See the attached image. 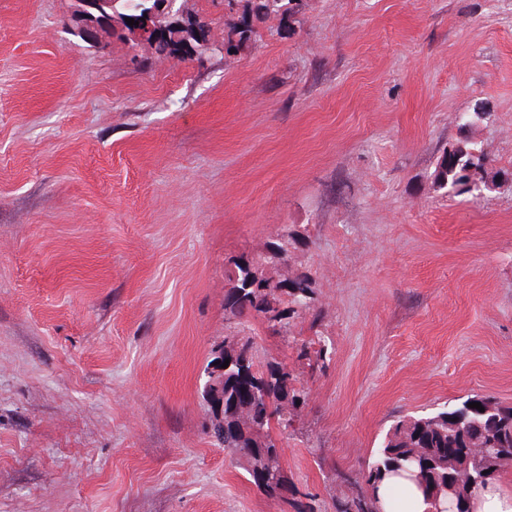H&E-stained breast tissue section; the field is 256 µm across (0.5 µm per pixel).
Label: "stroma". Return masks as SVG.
I'll use <instances>...</instances> for the list:
<instances>
[{
    "instance_id": "35a3bbf8",
    "label": "stroma",
    "mask_w": 512,
    "mask_h": 512,
    "mask_svg": "<svg viewBox=\"0 0 512 512\" xmlns=\"http://www.w3.org/2000/svg\"><path fill=\"white\" fill-rule=\"evenodd\" d=\"M172 16L204 56L0 0V512H336L398 420L512 405V0H305L230 53L240 14ZM280 241L314 315L237 324L236 263ZM228 336L310 393L270 429L286 498L211 434ZM482 165L480 156L470 149L459 144L452 145L440 160L436 173L437 182L443 187L449 184L456 195L472 192L469 183L476 182L471 178L472 172L476 173Z\"/></svg>"
}]
</instances>
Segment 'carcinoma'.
<instances>
[{
  "mask_svg": "<svg viewBox=\"0 0 512 512\" xmlns=\"http://www.w3.org/2000/svg\"><path fill=\"white\" fill-rule=\"evenodd\" d=\"M148 0H112L124 28L127 19L139 21ZM298 0H257L251 10L293 12ZM194 40L200 52L208 50L206 39L196 32L173 26L158 41L157 49L175 51L187 39ZM482 168L481 158L462 145H453L443 154L436 173L437 182L450 186L456 195L471 192L472 173ZM234 283L224 297V310L238 319L253 314L266 315L276 332L288 333L289 321L310 308L311 281L304 277L286 292L288 314L276 307L279 285L262 277L259 268L247 263L236 265ZM224 358L230 360L218 386L205 391L211 404V428L224 450L239 457L256 487L270 499L288 492V476L281 464L269 427L276 420L286 426L307 404L308 392L290 387L293 374L288 366L270 364L256 367L250 346L230 342L224 345ZM479 402L484 411L468 407ZM512 463V406L489 394H474L454 408L399 421L377 448L374 459L363 472L360 494L336 499V512H381L376 491L391 475L409 474L422 488L428 512H457L471 496L493 481L499 468Z\"/></svg>",
  "mask_w": 512,
  "mask_h": 512,
  "instance_id": "1",
  "label": "carcinoma"
}]
</instances>
